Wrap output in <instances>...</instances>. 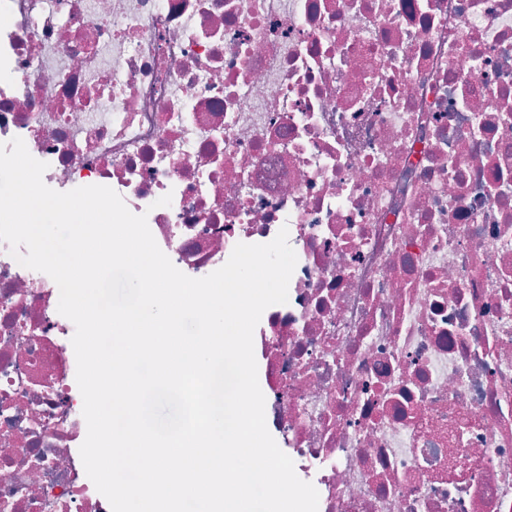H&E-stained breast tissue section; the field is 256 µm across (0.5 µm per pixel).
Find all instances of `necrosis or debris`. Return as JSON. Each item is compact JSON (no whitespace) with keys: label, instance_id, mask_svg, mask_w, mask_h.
<instances>
[{"label":"necrosis or debris","instance_id":"obj_1","mask_svg":"<svg viewBox=\"0 0 512 512\" xmlns=\"http://www.w3.org/2000/svg\"><path fill=\"white\" fill-rule=\"evenodd\" d=\"M16 137L190 277L288 228L254 353L318 512H512V0H0ZM58 301L0 242V512H111Z\"/></svg>","mask_w":512,"mask_h":512}]
</instances>
